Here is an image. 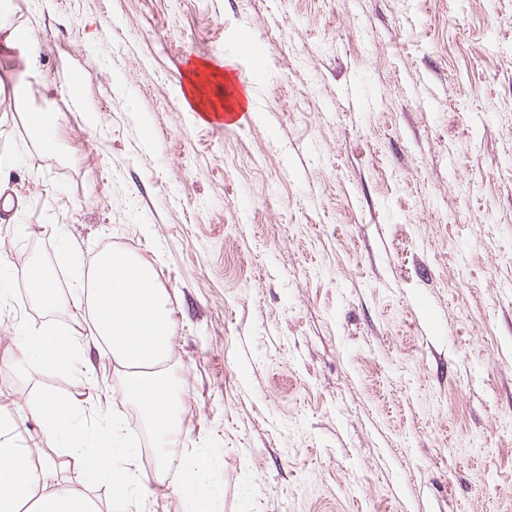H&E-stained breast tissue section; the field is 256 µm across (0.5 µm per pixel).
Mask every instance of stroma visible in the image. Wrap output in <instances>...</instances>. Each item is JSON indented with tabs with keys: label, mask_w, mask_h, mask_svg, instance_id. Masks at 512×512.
Instances as JSON below:
<instances>
[{
	"label": "stroma",
	"mask_w": 512,
	"mask_h": 512,
	"mask_svg": "<svg viewBox=\"0 0 512 512\" xmlns=\"http://www.w3.org/2000/svg\"><path fill=\"white\" fill-rule=\"evenodd\" d=\"M47 42L0 49V417L68 400L56 445L129 426L145 507L191 512H512V0H0ZM248 40L252 118L202 124L199 60ZM23 83L14 96V83ZM80 87L82 101L67 93ZM59 114L45 155L28 116ZM155 272L175 325L179 433L159 461L106 346L67 370L18 325L81 339L73 279L98 255ZM42 258L59 296L26 278Z\"/></svg>",
	"instance_id": "1"
}]
</instances>
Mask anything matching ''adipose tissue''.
Listing matches in <instances>:
<instances>
[{
	"mask_svg": "<svg viewBox=\"0 0 512 512\" xmlns=\"http://www.w3.org/2000/svg\"><path fill=\"white\" fill-rule=\"evenodd\" d=\"M190 81L201 111H221L224 86L232 81L229 74L200 61L192 68ZM74 298L88 307L91 339L105 343L127 375L121 401L138 404L160 440L177 434L172 422L173 378L164 366L174 326L153 269L129 253L102 252L94 268L79 278ZM18 342L24 354L48 364L71 362L83 348L79 340L58 344L50 325L23 330ZM33 410L50 438L67 434L72 418L67 400L44 395ZM103 426L107 438L96 447L48 453L16 446L10 423L1 420L0 512H98L89 498L60 487L57 478L65 471L81 484L109 477L112 502L119 508L132 496H149L150 480L139 474L133 450L123 443L125 423L108 416ZM107 461L112 464L108 471L102 468Z\"/></svg>",
	"mask_w": 512,
	"mask_h": 512,
	"instance_id": "adipose-tissue-1",
	"label": "adipose tissue"
}]
</instances>
